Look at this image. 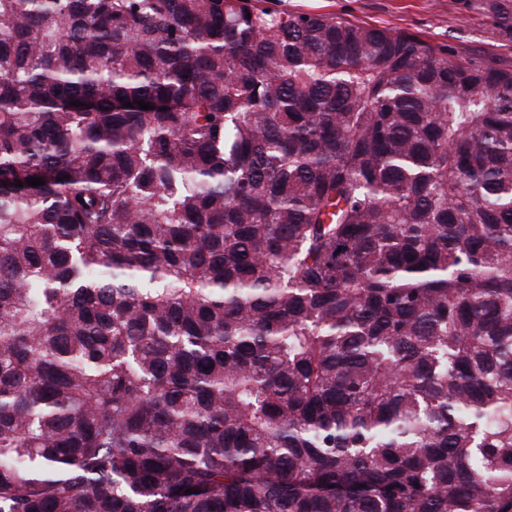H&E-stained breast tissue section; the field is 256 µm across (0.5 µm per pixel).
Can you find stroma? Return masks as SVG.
<instances>
[{
  "mask_svg": "<svg viewBox=\"0 0 512 512\" xmlns=\"http://www.w3.org/2000/svg\"><path fill=\"white\" fill-rule=\"evenodd\" d=\"M487 0H262L280 11L332 13L354 22L404 31L437 46L472 55L512 59V36L495 26Z\"/></svg>",
  "mask_w": 512,
  "mask_h": 512,
  "instance_id": "35a3bbf8",
  "label": "stroma"
}]
</instances>
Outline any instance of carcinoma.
<instances>
[{"label":"carcinoma","instance_id":"cac0c4a2","mask_svg":"<svg viewBox=\"0 0 512 512\" xmlns=\"http://www.w3.org/2000/svg\"><path fill=\"white\" fill-rule=\"evenodd\" d=\"M0 512H512V61L0 0Z\"/></svg>","mask_w":512,"mask_h":512}]
</instances>
